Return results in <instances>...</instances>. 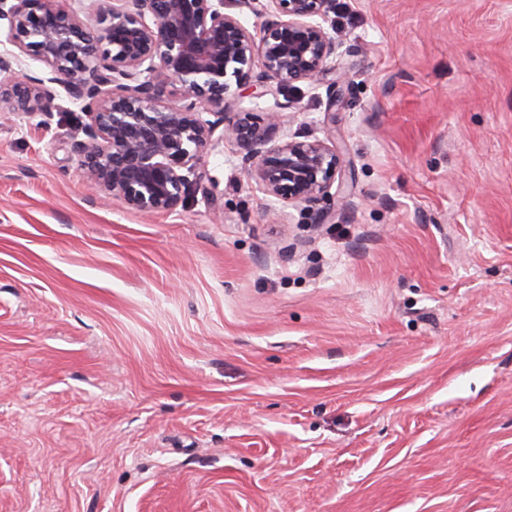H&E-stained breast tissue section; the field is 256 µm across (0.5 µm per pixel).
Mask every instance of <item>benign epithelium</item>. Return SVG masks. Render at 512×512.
Masks as SVG:
<instances>
[{
  "label": "benign epithelium",
  "mask_w": 512,
  "mask_h": 512,
  "mask_svg": "<svg viewBox=\"0 0 512 512\" xmlns=\"http://www.w3.org/2000/svg\"><path fill=\"white\" fill-rule=\"evenodd\" d=\"M98 27L58 0H0V103L51 113L60 91L89 119L80 144L90 189L142 213H173L204 189L202 156L232 142L257 188L275 202L320 212L345 166L329 135L279 136L289 103L277 96L328 70L336 38L323 23L336 0H91ZM261 19L259 31L242 22ZM42 62L46 78L22 71ZM177 84V104H162ZM274 96L259 118L248 100ZM210 114L214 119H205ZM219 137H214L217 129Z\"/></svg>",
  "instance_id": "obj_1"
}]
</instances>
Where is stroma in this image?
I'll list each match as a JSON object with an SVG mask.
<instances>
[{
  "mask_svg": "<svg viewBox=\"0 0 512 512\" xmlns=\"http://www.w3.org/2000/svg\"><path fill=\"white\" fill-rule=\"evenodd\" d=\"M288 136L346 207L87 189V118L0 115V512H512V0H336Z\"/></svg>",
  "mask_w": 512,
  "mask_h": 512,
  "instance_id": "obj_1",
  "label": "stroma"
}]
</instances>
